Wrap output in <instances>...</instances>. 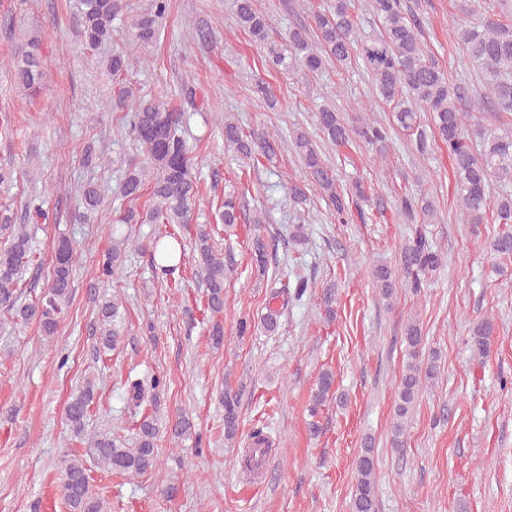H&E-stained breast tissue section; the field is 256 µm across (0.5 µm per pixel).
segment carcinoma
I'll return each instance as SVG.
<instances>
[{
	"instance_id": "carcinoma-1",
	"label": "carcinoma",
	"mask_w": 512,
	"mask_h": 512,
	"mask_svg": "<svg viewBox=\"0 0 512 512\" xmlns=\"http://www.w3.org/2000/svg\"><path fill=\"white\" fill-rule=\"evenodd\" d=\"M128 0H78L79 33L91 46L112 38V22L127 14ZM167 9V0H154V10L132 19L134 39L148 45L157 39L158 19ZM369 12L377 19L379 33L367 38L357 34L352 0H330L327 9L313 14L315 38L303 29L292 30L288 39H270V20L254 8L253 0H237V24L258 45L264 48L263 64L269 70L316 72L324 60L334 59L341 65L358 61L371 77L377 94L392 106V119L384 124L369 116L358 119L351 128L336 108L325 105L319 109L317 124L331 143L343 147L357 135L367 145H381L390 129L398 127L415 137L416 150L427 147V133L422 128L420 113L432 119L437 141L448 150L452 168L453 193L458 207L457 218L471 225L472 233L481 235V225H500L489 243L490 254L499 262L512 260V193L502 188L493 194V182H512V130L484 124L466 110L460 87L449 82L444 71L425 50L418 37L415 20L404 9L402 0H369ZM458 37L469 59L477 68L483 83L495 97L500 114L512 112V24L488 19L477 26L459 28ZM15 77L24 88L33 91L44 78L37 45L13 58ZM184 112L151 99L134 102L124 113L117 133L137 143L147 161L131 164L124 171L119 195L133 203L149 194L144 212L128 211L123 222L136 224H172L182 226L192 220L200 194L199 181L193 169L189 148L181 136ZM224 143L233 148L245 166L259 168L263 161L276 155L278 137L264 132L244 130L238 124L224 121ZM293 146L299 155L311 183L332 206L337 221H344L350 202L367 199L364 185L357 181L346 193L338 190L333 169L323 159L310 137L303 131L293 134ZM249 184L234 185L224 193L220 220L225 236L234 235L238 224L264 223L260 214H247L242 199ZM100 186L89 183L83 190V210L78 218L91 219L103 203ZM395 209L410 224V236L404 246L398 266L378 263L372 269V281L385 300H390L398 288H408L416 294L426 277L442 266V256L428 238L427 225L435 222L436 209L428 193L420 190L398 196ZM181 245L175 231L168 232L152 243V263L160 274L174 273L181 263L165 264L171 251ZM140 248V243L125 237L113 241L99 266V279L110 283L122 273L126 251ZM194 262L204 277L207 295L204 313L213 318L224 311V284L229 275V259L215 249L208 230L200 231L194 240ZM252 262L258 275L267 272L268 250L264 239L251 238ZM76 248L62 237L55 247L53 267L46 286L29 301H22L23 271L36 261L31 247V234L26 225L11 232L10 243L0 248V307L15 313L24 321L34 320L45 337L55 335L67 313L72 295L73 267ZM312 287L305 276L294 280L273 293L287 305L302 298ZM99 312L105 328L99 336V347L111 349L119 330L113 327L120 317L122 302L115 296L102 294ZM495 330L494 319L484 316L469 328V343L474 355L484 358L489 353L490 339ZM406 362L397 388V401L392 424V442L402 445L413 408L422 391L438 377L439 353L427 349L426 336L416 318L404 326ZM334 375L329 370L320 373L310 406L315 416L330 396ZM95 384L88 380L72 394L65 408V418L74 437H84L90 405L94 401ZM224 438L233 440L239 430L238 394L224 393ZM194 425L185 415L175 419L172 436L186 440L193 436ZM159 426L155 414L143 413L132 441L127 443L99 432L88 438L89 448L102 467L138 476L153 469L158 460L156 440ZM357 479L352 494V512H377L376 468L374 449L361 450L356 460ZM60 487L68 512H106L104 500L94 492L84 460L64 456L60 467Z\"/></svg>"
}]
</instances>
